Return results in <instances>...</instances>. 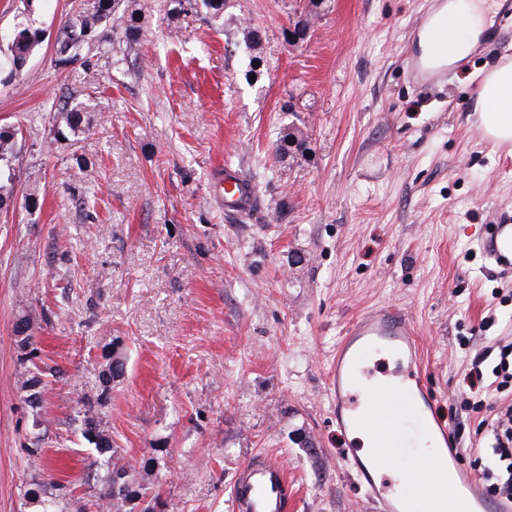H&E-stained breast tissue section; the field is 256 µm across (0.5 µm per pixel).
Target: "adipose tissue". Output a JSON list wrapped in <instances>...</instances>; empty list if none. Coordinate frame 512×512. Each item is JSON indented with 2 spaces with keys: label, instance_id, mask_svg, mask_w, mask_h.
Listing matches in <instances>:
<instances>
[{
  "label": "adipose tissue",
  "instance_id": "adipose-tissue-1",
  "mask_svg": "<svg viewBox=\"0 0 512 512\" xmlns=\"http://www.w3.org/2000/svg\"><path fill=\"white\" fill-rule=\"evenodd\" d=\"M482 0H446L418 36L419 55L430 65L454 64L477 43L483 29ZM480 128L489 141L512 143V60L482 78L478 89Z\"/></svg>",
  "mask_w": 512,
  "mask_h": 512
}]
</instances>
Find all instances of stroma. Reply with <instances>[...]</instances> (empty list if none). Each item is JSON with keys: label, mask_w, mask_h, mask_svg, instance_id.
I'll return each mask as SVG.
<instances>
[{"label": "stroma", "mask_w": 512, "mask_h": 512, "mask_svg": "<svg viewBox=\"0 0 512 512\" xmlns=\"http://www.w3.org/2000/svg\"><path fill=\"white\" fill-rule=\"evenodd\" d=\"M438 2L229 0L217 19L124 0L141 38L62 68L56 37L84 0H0L1 34L28 14L43 31L18 74L0 70V123L22 130L0 209V512H97L116 458L146 490L128 512L155 494L233 512L261 453L288 465L290 512H372L329 363L383 305L412 322L459 467L483 472L471 405L512 409V386L482 396L469 376L512 344V267L489 250L491 225H512V144L483 136L477 88L512 58V17L489 0L479 44L420 79L408 64ZM69 94L96 104L76 147L49 135ZM227 165L254 214L225 212ZM89 412L110 450L85 438Z\"/></svg>", "instance_id": "1"}]
</instances>
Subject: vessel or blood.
<instances>
[{
    "label": "vessel or blood",
    "instance_id": "1",
    "mask_svg": "<svg viewBox=\"0 0 512 512\" xmlns=\"http://www.w3.org/2000/svg\"><path fill=\"white\" fill-rule=\"evenodd\" d=\"M224 207L232 212H249L255 202L253 188L244 177L230 173L222 178ZM492 240L496 258L512 264V225L494 227ZM389 351L402 360L393 381L382 385L357 407L352 388L366 358L374 352ZM427 374L419 364L418 345L411 324L403 312L380 308L362 314L347 328L333 365L332 388L336 396V425L345 433L361 432L376 441L368 460H354L357 484L377 512H512V500L485 501L477 492L476 475L456 474L442 478L458 452L447 425L430 407L433 396ZM414 421L431 436L434 458L417 455L413 465L403 463L401 438L396 419ZM395 471L401 489L390 497L376 485L378 471ZM236 512H290L288 473L283 461L266 454L249 460L232 485Z\"/></svg>",
    "mask_w": 512,
    "mask_h": 512
}]
</instances>
